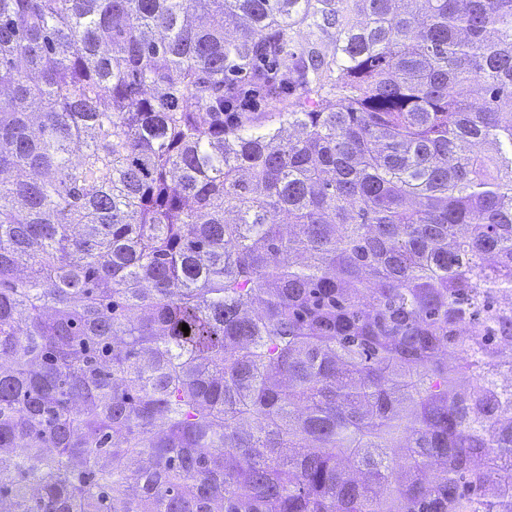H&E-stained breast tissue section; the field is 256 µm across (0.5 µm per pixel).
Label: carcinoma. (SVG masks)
I'll use <instances>...</instances> for the list:
<instances>
[{"label":"carcinoma","instance_id":"carcinoma-1","mask_svg":"<svg viewBox=\"0 0 512 512\" xmlns=\"http://www.w3.org/2000/svg\"><path fill=\"white\" fill-rule=\"evenodd\" d=\"M506 344L512 0H0V512H512Z\"/></svg>","mask_w":512,"mask_h":512}]
</instances>
